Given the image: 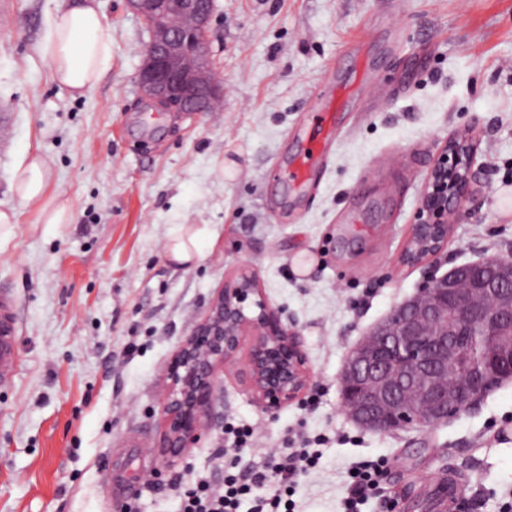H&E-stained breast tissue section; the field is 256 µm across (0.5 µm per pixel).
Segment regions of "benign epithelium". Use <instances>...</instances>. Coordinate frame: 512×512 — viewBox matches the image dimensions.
<instances>
[{"instance_id": "1", "label": "benign epithelium", "mask_w": 512, "mask_h": 512, "mask_svg": "<svg viewBox=\"0 0 512 512\" xmlns=\"http://www.w3.org/2000/svg\"><path fill=\"white\" fill-rule=\"evenodd\" d=\"M152 33L138 75L142 94L169 112H208L222 88L208 53L214 0H126ZM474 160L470 134L439 145L409 240L424 244L402 262L416 265L448 241L450 223L469 194ZM497 264V278L512 283V257ZM468 265L454 267L398 304L348 354L339 379L341 404L360 427L390 433L432 428L478 406L512 381V291L483 282L463 284ZM254 273L224 282L210 307L166 365L158 453L169 465L198 443L213 419L219 371L237 359L251 338L239 376L269 412L300 401L314 382L300 337L282 312L258 298ZM258 308L251 315L246 302ZM461 336L494 341L486 366L475 365ZM466 382L448 388V379Z\"/></svg>"}]
</instances>
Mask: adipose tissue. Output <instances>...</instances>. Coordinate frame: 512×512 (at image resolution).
I'll return each instance as SVG.
<instances>
[{"mask_svg":"<svg viewBox=\"0 0 512 512\" xmlns=\"http://www.w3.org/2000/svg\"><path fill=\"white\" fill-rule=\"evenodd\" d=\"M42 52L51 63L53 82L74 96L89 91L112 60V32L105 26L96 0H71L59 11ZM49 177L45 159L33 154L15 167L12 187L23 205L39 212L43 223H68L71 206L63 196L48 195Z\"/></svg>","mask_w":512,"mask_h":512,"instance_id":"ef3b65f1","label":"adipose tissue"}]
</instances>
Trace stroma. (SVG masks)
<instances>
[{
	"instance_id": "1",
	"label": "stroma",
	"mask_w": 512,
	"mask_h": 512,
	"mask_svg": "<svg viewBox=\"0 0 512 512\" xmlns=\"http://www.w3.org/2000/svg\"><path fill=\"white\" fill-rule=\"evenodd\" d=\"M97 3L112 62L74 97L42 53L67 0H0V209L19 213L0 289L21 324L19 370L0 387V512H180L173 479H222L229 426L254 431L245 469L317 441L295 512H343L352 463L377 458L386 474L361 512H445L449 479L455 512H512V383L446 423L390 434L356 425L338 387L349 351L429 275L512 255V0H215L224 93L220 110L195 114L142 97L150 34L125 0ZM319 109L337 128H315ZM467 129L463 215L439 253L401 265L437 148ZM309 138L331 145L315 183L277 192ZM33 152L70 223L39 228L13 193ZM176 224L213 232L194 266L166 256ZM245 265L296 324L314 383L270 413L226 364L212 429L154 481L165 366Z\"/></svg>"
}]
</instances>
